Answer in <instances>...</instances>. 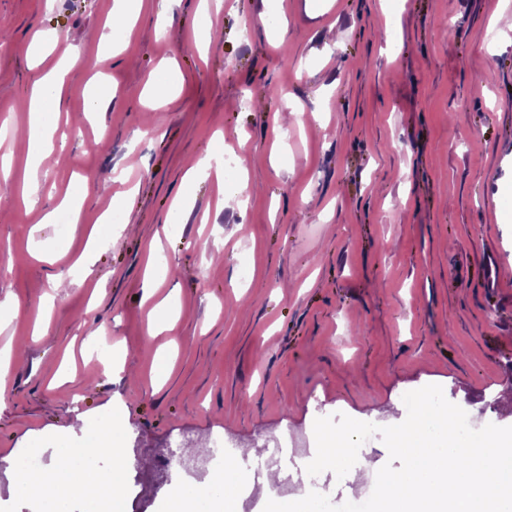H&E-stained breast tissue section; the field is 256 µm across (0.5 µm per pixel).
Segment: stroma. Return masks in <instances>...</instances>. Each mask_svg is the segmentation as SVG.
Instances as JSON below:
<instances>
[{"label": "stroma", "mask_w": 512, "mask_h": 512, "mask_svg": "<svg viewBox=\"0 0 512 512\" xmlns=\"http://www.w3.org/2000/svg\"><path fill=\"white\" fill-rule=\"evenodd\" d=\"M147 2L91 114L113 0H0V121L27 124L35 31L79 59L51 166L32 171L20 138L0 175V512H85L19 492L12 459L54 469L108 412L121 452L92 475L129 486L120 512L193 493L163 465L177 440L307 434L319 403L396 425L401 395L437 384L512 426V285L493 281L512 268V0ZM168 60L178 97L149 109ZM219 144L237 179L186 183ZM84 178L80 223H44ZM242 181L241 205L213 203ZM129 186L132 211L90 242Z\"/></svg>", "instance_id": "35a3bbf8"}]
</instances>
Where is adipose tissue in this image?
<instances>
[{"mask_svg": "<svg viewBox=\"0 0 512 512\" xmlns=\"http://www.w3.org/2000/svg\"><path fill=\"white\" fill-rule=\"evenodd\" d=\"M62 68H53L34 79L26 110L29 114L27 139L29 157L33 168L48 166L53 148V132L45 124L43 116L49 111H59L63 96ZM97 484L88 470L60 467L47 473L24 476L21 492H38L42 496L55 498L61 495L86 499L88 512H113L118 499L117 492L99 495Z\"/></svg>", "mask_w": 512, "mask_h": 512, "instance_id": "ef3b65f1", "label": "adipose tissue"}]
</instances>
